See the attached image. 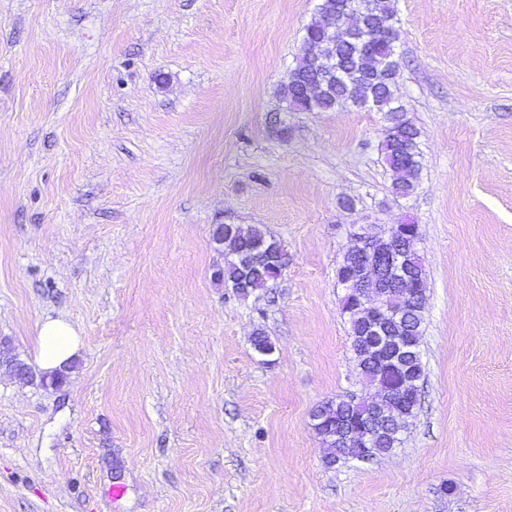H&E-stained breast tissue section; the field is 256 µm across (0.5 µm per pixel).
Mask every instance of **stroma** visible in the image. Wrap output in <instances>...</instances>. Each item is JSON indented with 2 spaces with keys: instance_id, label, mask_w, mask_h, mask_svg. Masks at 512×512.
Masks as SVG:
<instances>
[{
  "instance_id": "35a3bbf8",
  "label": "stroma",
  "mask_w": 512,
  "mask_h": 512,
  "mask_svg": "<svg viewBox=\"0 0 512 512\" xmlns=\"http://www.w3.org/2000/svg\"><path fill=\"white\" fill-rule=\"evenodd\" d=\"M318 3L0 0V336L83 341L60 389L0 372V512H512V0H396L407 198L382 113L278 97ZM401 222L421 404L391 456L328 468L310 413L362 389L336 270ZM216 224L282 243L273 288L215 280Z\"/></svg>"
}]
</instances>
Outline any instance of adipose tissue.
I'll use <instances>...</instances> for the list:
<instances>
[{"instance_id": "1", "label": "adipose tissue", "mask_w": 512, "mask_h": 512, "mask_svg": "<svg viewBox=\"0 0 512 512\" xmlns=\"http://www.w3.org/2000/svg\"><path fill=\"white\" fill-rule=\"evenodd\" d=\"M83 348L80 329L63 316L36 325L35 361L44 372L68 370Z\"/></svg>"}]
</instances>
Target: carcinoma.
Masks as SVG:
<instances>
[{
  "instance_id": "obj_1",
  "label": "carcinoma",
  "mask_w": 512,
  "mask_h": 512,
  "mask_svg": "<svg viewBox=\"0 0 512 512\" xmlns=\"http://www.w3.org/2000/svg\"><path fill=\"white\" fill-rule=\"evenodd\" d=\"M347 0H321L318 13L306 28L305 39L317 41L322 38L324 14L338 13ZM375 13L390 30H396L395 0H371ZM389 42L379 39L370 48L367 66L370 72L364 74L358 63L359 47L355 43L339 44L334 48L338 65L342 75L336 77L331 87L311 104L315 112H330L338 108L353 107L356 109H370L381 112L388 118L384 139L380 151L384 161L393 172L392 194L397 197L410 195L414 192L421 173L422 155L419 147V131L406 118L405 113L397 110L396 98L393 88L396 80L391 78L385 67L386 57L389 54ZM313 78L310 71V60L301 55L297 66L290 73L289 80L279 89V96L289 110H296L306 106L299 95V84ZM225 250L241 251V256L224 259V267L215 272V279L225 285L240 291L245 297L255 291L270 287L281 274L282 262L275 257L268 256L256 250V246L263 242L275 246L280 255H287L282 244L272 237L266 236L255 227L244 228L231 224L224 228ZM396 250L404 255L408 277L414 285L426 282L427 274L424 260L420 251L399 239L395 244ZM354 294L347 292L342 298V311L347 316L350 350L356 363L361 381L364 386L380 389L388 383L394 382L393 374L388 368L378 364L373 354L363 346V336L366 325L363 319L354 317L352 306ZM424 318L420 312L392 325L390 335L412 336L422 340L424 332ZM404 373L413 379L408 384V392L412 396V404L419 402L420 381L424 376L421 356L406 355L402 358ZM356 409L345 396L326 400L315 406L310 416L317 418L313 423L314 431L326 448L323 462L329 467L342 460L362 454L338 437L339 428L352 416ZM376 449L373 454L381 456V451L387 448H397L402 443L400 435L382 425L375 427Z\"/></svg>"
}]
</instances>
